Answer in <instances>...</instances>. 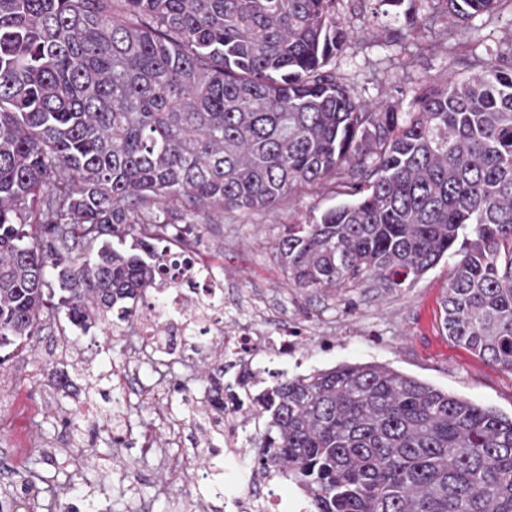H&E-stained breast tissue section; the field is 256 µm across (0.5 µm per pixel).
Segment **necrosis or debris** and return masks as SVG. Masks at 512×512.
Returning <instances> with one entry per match:
<instances>
[{
    "label": "necrosis or debris",
    "mask_w": 512,
    "mask_h": 512,
    "mask_svg": "<svg viewBox=\"0 0 512 512\" xmlns=\"http://www.w3.org/2000/svg\"><path fill=\"white\" fill-rule=\"evenodd\" d=\"M135 331L146 351L140 361L145 370L156 363L186 357L187 353L223 354L224 361L235 368L232 381L224 386V446L204 448L203 459L221 456L239 459L248 439L242 428L243 416L260 421L258 408L248 407L246 395L264 376L253 367L252 358L263 350L280 356L290 342L284 336H264L258 328L245 326L236 332L224 330V282L199 261L189 259L178 264L156 286L143 304L134 322ZM278 476L257 464H249L247 482L251 489L263 487L260 495L250 492L225 501V512H284L282 500L274 493Z\"/></svg>",
    "instance_id": "obj_1"
}]
</instances>
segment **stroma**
<instances>
[{"label": "stroma", "instance_id": "1", "mask_svg": "<svg viewBox=\"0 0 512 512\" xmlns=\"http://www.w3.org/2000/svg\"><path fill=\"white\" fill-rule=\"evenodd\" d=\"M339 25L349 39L327 68L367 105L413 111L417 91L448 73L462 76L479 59L512 39V9L471 19L466 34L447 39L435 22L413 29L407 16L381 11L377 0H340ZM312 187L295 190L271 209H228L203 219L196 255L224 277V329L242 323L297 337L282 357L262 363L272 374L293 377L341 364L379 362L464 399L512 415V373L487 364L451 341L441 325L448 262H440L408 288L388 293L367 282L343 294L295 288L275 258L273 245L290 224H311L339 203ZM66 340L38 337L0 366V503L20 512H190L200 494L207 512H224L208 495L196 455L203 416L198 394L213 366L197 358L192 368L175 363L158 374L136 369L128 341L113 342L99 329L82 331L56 315ZM85 358L90 371L112 380L142 413L119 422L110 407L86 397L79 380L67 397L54 379ZM181 431L171 436L170 422ZM48 455L37 479L25 480L29 454Z\"/></svg>", "mask_w": 512, "mask_h": 512}]
</instances>
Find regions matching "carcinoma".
<instances>
[{
  "label": "carcinoma",
  "instance_id": "1",
  "mask_svg": "<svg viewBox=\"0 0 512 512\" xmlns=\"http://www.w3.org/2000/svg\"><path fill=\"white\" fill-rule=\"evenodd\" d=\"M337 2L0 0V349L61 310L117 336L200 213L321 186L347 200L275 246L297 287L397 292L451 255L446 335L512 372V43L412 112H371L325 70ZM501 2L426 5L455 29ZM253 403L258 462L311 512H512V416L379 363Z\"/></svg>",
  "mask_w": 512,
  "mask_h": 512
}]
</instances>
